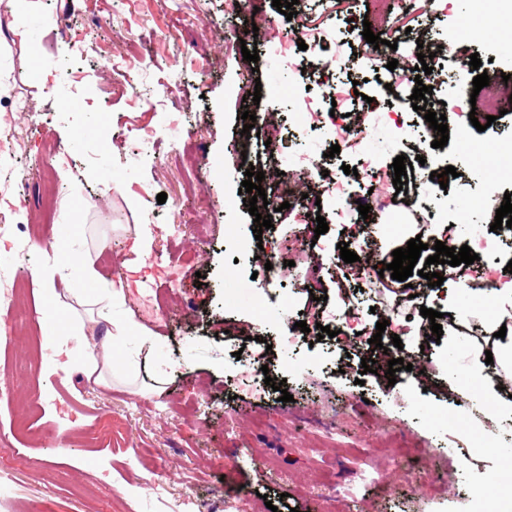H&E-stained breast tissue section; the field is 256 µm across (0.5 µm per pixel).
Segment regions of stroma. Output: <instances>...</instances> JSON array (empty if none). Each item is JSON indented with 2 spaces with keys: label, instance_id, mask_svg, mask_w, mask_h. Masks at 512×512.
Masks as SVG:
<instances>
[{
  "label": "stroma",
  "instance_id": "stroma-1",
  "mask_svg": "<svg viewBox=\"0 0 512 512\" xmlns=\"http://www.w3.org/2000/svg\"><path fill=\"white\" fill-rule=\"evenodd\" d=\"M18 20L34 35L32 49L0 44V118L10 123L15 148L0 180L12 181L18 208L0 226V263L6 280L24 286L29 311L15 326L14 341L0 342L11 394L0 399V471L9 473V501L0 512H224L232 498L237 512H482L483 487L490 475L512 489V440L480 429L457 404L452 381L483 369L486 358L501 361L512 335L499 339L503 320H512V288L497 291V309L486 315L478 299L512 262V243L480 259L479 288L448 280V303L435 292L419 302L443 311L436 349L448 370L414 379L385 372L363 373L370 347L354 351L323 338L294 351L275 348L270 377L291 395H259L238 385L227 362L266 338L250 297L269 308L289 299L293 312L310 301L302 288L304 270L267 283L263 255L282 254L318 243L317 266L325 276L328 304L352 292L362 309L374 304V288L362 284L355 264L344 263L340 242L372 234L379 260L392 262L395 249L410 239L430 240L494 223L512 181L486 185L489 161L483 150L512 141V110L485 131H471L474 150L460 153L456 138L446 146L415 150L382 127H374L370 149L378 165L374 179L345 174L354 165L347 153L326 166L349 185L350 201L374 191L388 201L378 221L331 222L315 235L317 217L300 208L272 213L270 229L258 230L239 188L243 162L256 170L279 168L259 133L277 114L287 142L318 149L316 131L297 132L287 121L288 105L273 95L282 85L280 61L267 54L287 37L285 15L272 0H254V9L232 15L225 0H113L110 17L97 15V0H32ZM389 0L374 13L368 0H299L297 23L312 29L371 27L398 47L423 43L435 61L454 66L457 54H478L488 76H512V2L486 20L479 0ZM265 21L257 33L253 25ZM256 44L257 63L244 60L242 43ZM359 94L371 95L368 112L396 111L409 125L422 121L410 97L414 86L401 77L396 91L377 79L363 43L352 46ZM35 52L47 75L28 72ZM127 68L116 69L114 55ZM71 64L83 91L80 108L60 112L57 87L63 64ZM179 73L174 96L163 83ZM335 69L295 73V96L312 100L318 120H327L332 102L327 85ZM262 84L260 101L237 95L242 82ZM23 99L25 111L12 110ZM255 114L251 141H244L243 113ZM158 135L154 151L140 149L144 131ZM413 164L412 185L395 190L391 164L396 156ZM454 166L440 202L446 224L420 228L410 205L435 193L425 169ZM116 189L107 190V181ZM165 203H158L159 193ZM151 225L155 240L138 270L126 267L129 240L137 227ZM69 245L103 273L95 285L72 271L70 291L55 304L60 331L80 330L89 347L77 348L66 372L41 374L36 354L44 339L45 287L35 271ZM183 262L179 284L162 313L143 320L147 292L165 293L162 270ZM153 290H146V283ZM129 289L122 317L143 323L153 341L143 346L136 371L109 366L111 327L98 317L108 291ZM174 366L155 378L152 365ZM306 364L304 379L291 368Z\"/></svg>",
  "mask_w": 512,
  "mask_h": 512
}]
</instances>
